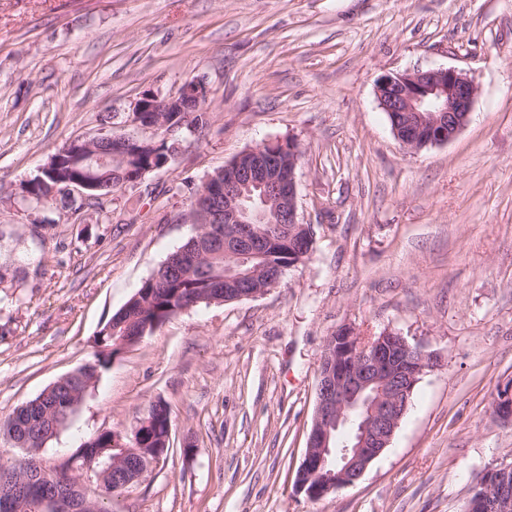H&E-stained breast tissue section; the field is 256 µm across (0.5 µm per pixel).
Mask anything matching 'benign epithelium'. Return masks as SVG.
<instances>
[{
	"label": "benign epithelium",
	"instance_id": "7a95c632",
	"mask_svg": "<svg viewBox=\"0 0 512 512\" xmlns=\"http://www.w3.org/2000/svg\"><path fill=\"white\" fill-rule=\"evenodd\" d=\"M478 88L463 71L454 68L416 70L387 74L376 82V97L386 112L395 137L416 151L454 140L468 125ZM205 97L197 82L185 83L175 97L147 94L137 103L133 122L155 131L168 126L164 114L194 112ZM84 150L83 162L106 174L127 165L129 140L102 131L92 138L76 140ZM300 147L291 141L277 148L270 144L247 150L224 166L225 178L209 176L197 194L196 208L209 224L224 225L225 234H199L198 248L180 252L177 272L192 270L200 255L222 248L234 256L259 258L285 243L251 226L241 204L244 191H260L261 205L279 214V222L290 225V242L309 231L297 211L296 169ZM288 159H283V154ZM437 363L405 337L384 332L365 336L343 327L327 341L318 372L317 399L304 458L298 468L295 489L311 494L323 488L327 495L355 486L369 465L389 448L410 405L418 376ZM491 414L503 424H512V378L499 384ZM171 423H166L156 448H132L120 456L104 457L95 449L99 468L82 469L77 488L83 507L97 508L83 484L93 482L104 491L105 478L123 477L128 487L140 480L157 462L170 443ZM24 498L16 486L0 499V509L13 512ZM44 512H73L71 499L62 495L37 503ZM465 512H512V463L484 472L468 500Z\"/></svg>",
	"mask_w": 512,
	"mask_h": 512
}]
</instances>
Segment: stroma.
<instances>
[{
	"instance_id": "35a3bbf8",
	"label": "stroma",
	"mask_w": 512,
	"mask_h": 512,
	"mask_svg": "<svg viewBox=\"0 0 512 512\" xmlns=\"http://www.w3.org/2000/svg\"><path fill=\"white\" fill-rule=\"evenodd\" d=\"M454 67L479 92L450 143L394 137L377 79ZM203 84L201 132L81 213L21 186L64 145L134 124L145 94ZM296 141L307 261L264 294L189 308L113 357L41 449L129 436L155 400L166 459L109 512H463L512 463L490 402L512 377V0H0V421L92 361L112 314L192 234L205 178ZM345 326L437 356L356 486L296 492L325 344Z\"/></svg>"
}]
</instances>
